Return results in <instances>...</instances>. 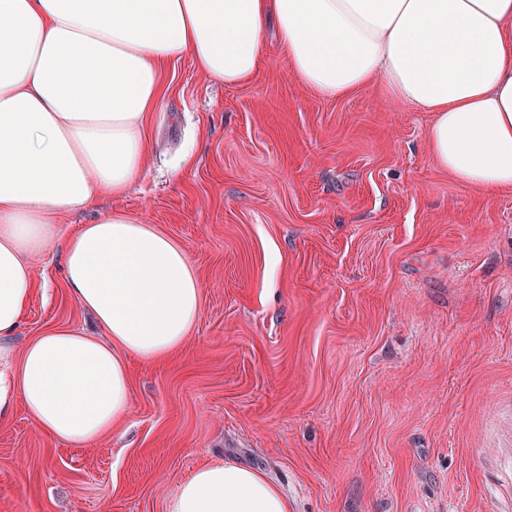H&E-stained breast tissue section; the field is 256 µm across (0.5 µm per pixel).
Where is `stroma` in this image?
Returning a JSON list of instances; mask_svg holds the SVG:
<instances>
[{"label":"stroma","mask_w":512,"mask_h":512,"mask_svg":"<svg viewBox=\"0 0 512 512\" xmlns=\"http://www.w3.org/2000/svg\"><path fill=\"white\" fill-rule=\"evenodd\" d=\"M227 86L167 65L148 164L119 199L66 216L140 218L204 289L171 358L130 362L105 437L0 422V512H170L209 461L262 471L293 512H512V190L459 183L427 153L428 112L374 86L313 95L277 52ZM16 349L98 335L58 250L35 261Z\"/></svg>","instance_id":"35a3bbf8"}]
</instances>
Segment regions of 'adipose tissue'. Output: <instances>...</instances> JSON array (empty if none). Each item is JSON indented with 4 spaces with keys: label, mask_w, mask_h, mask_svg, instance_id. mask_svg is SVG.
<instances>
[{
    "label": "adipose tissue",
    "mask_w": 512,
    "mask_h": 512,
    "mask_svg": "<svg viewBox=\"0 0 512 512\" xmlns=\"http://www.w3.org/2000/svg\"><path fill=\"white\" fill-rule=\"evenodd\" d=\"M270 22L312 93L380 84L432 113L441 168L512 189V0H0V419L19 400L49 440H98L129 409V358L160 361L185 343L204 291L176 243L119 211L65 239L58 224L141 176L170 62L188 55L204 75L248 84ZM54 246L102 335L55 329L15 351L32 261ZM172 512L291 505L257 470L212 461L182 482Z\"/></svg>",
    "instance_id": "1"
}]
</instances>
